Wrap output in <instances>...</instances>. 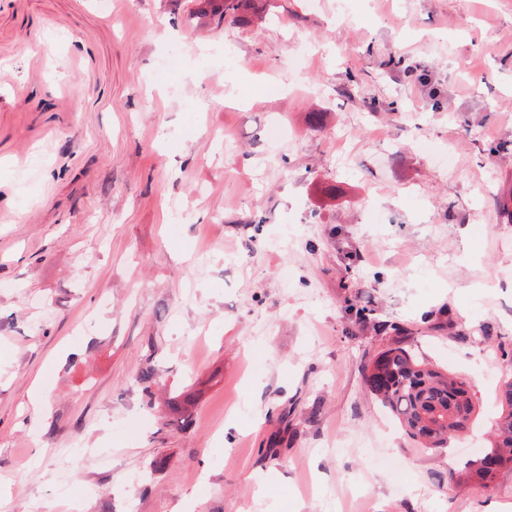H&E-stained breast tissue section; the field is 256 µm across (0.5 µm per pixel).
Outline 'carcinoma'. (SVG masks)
<instances>
[{
  "mask_svg": "<svg viewBox=\"0 0 512 512\" xmlns=\"http://www.w3.org/2000/svg\"><path fill=\"white\" fill-rule=\"evenodd\" d=\"M199 15L221 24L262 18V0H199ZM370 392L398 420L408 436L426 449L446 447L448 439L470 429L478 415L466 380L398 342L377 354L366 369ZM496 399L500 413L488 446L468 464V479L487 487L498 468L512 464V377L503 379Z\"/></svg>",
  "mask_w": 512,
  "mask_h": 512,
  "instance_id": "cac0c4a2",
  "label": "carcinoma"
}]
</instances>
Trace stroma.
Wrapping results in <instances>:
<instances>
[{"label": "stroma", "instance_id": "1", "mask_svg": "<svg viewBox=\"0 0 512 512\" xmlns=\"http://www.w3.org/2000/svg\"><path fill=\"white\" fill-rule=\"evenodd\" d=\"M198 4L0 0V512H512V465L461 483L512 375V0ZM400 340L479 406L444 449L365 383ZM204 4L199 10L201 17H209L217 24L223 23L227 18L232 21L260 20L264 13L263 4L267 0H199Z\"/></svg>", "mask_w": 512, "mask_h": 512}]
</instances>
